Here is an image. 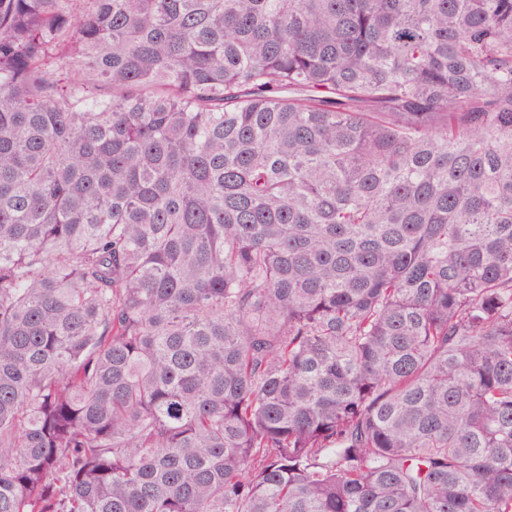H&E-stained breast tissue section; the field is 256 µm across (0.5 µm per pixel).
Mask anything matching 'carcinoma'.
<instances>
[{"mask_svg":"<svg viewBox=\"0 0 512 512\" xmlns=\"http://www.w3.org/2000/svg\"><path fill=\"white\" fill-rule=\"evenodd\" d=\"M0 512H512V0H0Z\"/></svg>","mask_w":512,"mask_h":512,"instance_id":"carcinoma-1","label":"carcinoma"}]
</instances>
